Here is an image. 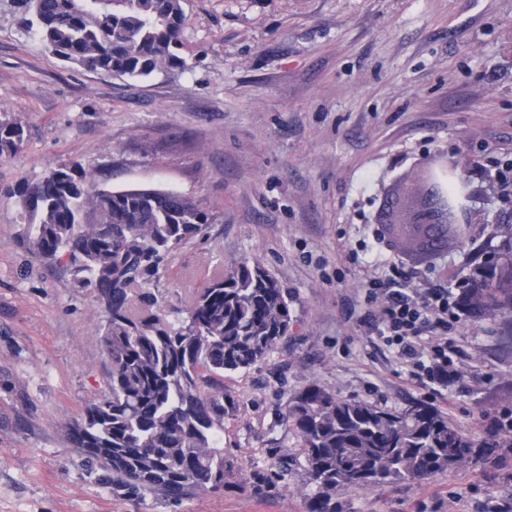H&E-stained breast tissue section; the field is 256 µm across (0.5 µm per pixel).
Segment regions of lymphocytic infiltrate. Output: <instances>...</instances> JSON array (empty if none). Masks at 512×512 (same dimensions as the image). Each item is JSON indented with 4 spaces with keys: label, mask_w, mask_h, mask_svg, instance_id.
Here are the masks:
<instances>
[{
    "label": "lymphocytic infiltrate",
    "mask_w": 512,
    "mask_h": 512,
    "mask_svg": "<svg viewBox=\"0 0 512 512\" xmlns=\"http://www.w3.org/2000/svg\"><path fill=\"white\" fill-rule=\"evenodd\" d=\"M387 266L385 278L370 279L365 285L368 331L397 347L411 366V380L447 386L455 351L448 331L457 321L453 295L441 285L414 287L415 274L401 261H388Z\"/></svg>",
    "instance_id": "lymphocytic-infiltrate-1"
}]
</instances>
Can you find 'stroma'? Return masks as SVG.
Instances as JSON below:
<instances>
[{
    "mask_svg": "<svg viewBox=\"0 0 512 512\" xmlns=\"http://www.w3.org/2000/svg\"><path fill=\"white\" fill-rule=\"evenodd\" d=\"M184 67L141 80L60 61L0 11V117L27 137L0 159V512H307L304 475L267 485L270 454L299 453L288 399L315 383L342 399L432 403L480 434L512 397V342L461 316L448 388L411 382L395 350L350 309L363 272L350 250H386L374 216L398 177L439 154L465 165L485 218L465 245L409 266L456 288L493 251L512 197L481 169L512 162V0H184ZM79 161L99 185L173 189L213 217L174 252L157 312L189 303L219 266L258 261L295 298L292 333L264 362L224 376V488L181 505L113 490L64 428L107 389L95 299L21 246L14 193ZM341 512H493L512 505V460L342 491Z\"/></svg>",
    "mask_w": 512,
    "mask_h": 512,
    "instance_id": "35a3bbf8",
    "label": "stroma"
}]
</instances>
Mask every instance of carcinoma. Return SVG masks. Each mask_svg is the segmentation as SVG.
<instances>
[{
	"label": "carcinoma",
	"instance_id": "1",
	"mask_svg": "<svg viewBox=\"0 0 512 512\" xmlns=\"http://www.w3.org/2000/svg\"><path fill=\"white\" fill-rule=\"evenodd\" d=\"M49 52L94 72L139 78L178 68L183 0H15ZM22 123L0 118V158L24 143ZM55 173L49 177V173ZM15 190L32 216L23 245L61 264L94 295L97 334L111 362L107 393L66 427L73 447L112 489L179 503L224 488V373L247 370L292 330L293 297L270 269L244 260L197 289L191 305L152 311V289L174 251L203 238L210 215L173 190L100 187L80 162L59 165ZM469 317L512 323V234L463 281ZM288 425L299 456L270 457V478L289 462L305 474L308 512H339L340 490L424 480L470 465L500 466L512 449V398L476 436L435 406L402 408L340 399L311 383L293 393Z\"/></svg>",
	"mask_w": 512,
	"mask_h": 512
}]
</instances>
